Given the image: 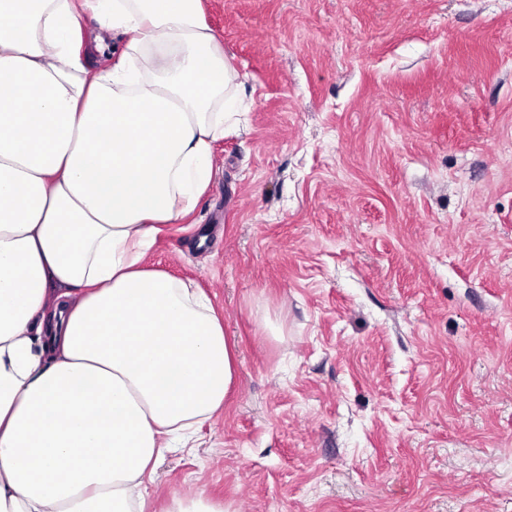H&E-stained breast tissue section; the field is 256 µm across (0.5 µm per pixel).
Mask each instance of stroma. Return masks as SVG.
<instances>
[{"label":"stroma","instance_id":"1","mask_svg":"<svg viewBox=\"0 0 512 512\" xmlns=\"http://www.w3.org/2000/svg\"><path fill=\"white\" fill-rule=\"evenodd\" d=\"M246 122L147 266L237 379L149 512H512V0H203ZM227 512L224 503L214 500L203 492H186L173 496L165 512Z\"/></svg>","mask_w":512,"mask_h":512}]
</instances>
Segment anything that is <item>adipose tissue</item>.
I'll use <instances>...</instances> for the list:
<instances>
[{
  "mask_svg": "<svg viewBox=\"0 0 512 512\" xmlns=\"http://www.w3.org/2000/svg\"><path fill=\"white\" fill-rule=\"evenodd\" d=\"M243 94L202 0H0V512H145L223 408V323L143 259Z\"/></svg>",
  "mask_w": 512,
  "mask_h": 512,
  "instance_id": "adipose-tissue-1",
  "label": "adipose tissue"
}]
</instances>
